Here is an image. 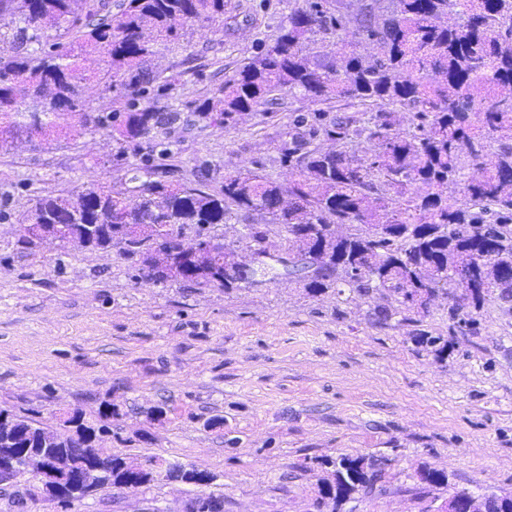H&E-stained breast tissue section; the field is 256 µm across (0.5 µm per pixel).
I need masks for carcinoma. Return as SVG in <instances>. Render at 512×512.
<instances>
[{
	"label": "carcinoma",
	"mask_w": 512,
	"mask_h": 512,
	"mask_svg": "<svg viewBox=\"0 0 512 512\" xmlns=\"http://www.w3.org/2000/svg\"><path fill=\"white\" fill-rule=\"evenodd\" d=\"M360 2L348 15L329 0H303L273 44L225 79L222 96L198 106L200 120L226 128L250 114H268L281 92L367 108L327 123L324 112L291 113L288 138L276 149L298 178L273 181L254 160L253 168L225 177L224 188L209 193L200 184L156 179L158 166L148 158L128 165L126 191L92 185L84 193L41 196L27 220L52 225L63 249L77 239L90 250L137 256L134 278L161 282L171 276L155 237H179L187 225L205 236L212 225L234 220L241 239L259 249V215L277 229L286 253L301 247L302 233H315L325 261L314 278L300 282L312 296L329 289L365 300L389 294L412 311L420 289L453 296L457 272L472 268L484 293L465 305L453 301L458 325H473L466 308L492 295L511 302L512 0H393L392 10L383 0ZM80 3L0 0V14L14 24L11 50L0 51L1 151L23 136L80 126L109 131L114 159L127 160L126 145L180 120L178 112L139 107L155 90L157 77L147 67L153 46L179 42L197 23L224 21L227 6V0H127L115 17L84 20ZM450 14L454 23L442 21ZM320 31L333 36V50L309 48ZM364 39L379 49L369 60L357 51ZM33 42L38 48L31 51ZM96 54L107 58L108 69L91 74L85 62ZM91 79L119 85L121 107L87 111L83 85ZM390 105L409 111L417 123L397 129ZM322 135L336 149L323 150L317 143ZM343 225L353 232L336 235ZM179 280L236 288L222 253L201 255ZM2 414L21 435L0 437V459L14 448H41L46 439L57 455L86 463L77 501L130 480L147 486L160 476L151 463L104 454L96 429L79 415L68 420L70 432L58 433L27 416ZM327 464L334 481L320 486L318 506L336 512L353 494L373 490L378 474L363 458L342 455ZM165 475L197 485L214 479L178 463L168 464Z\"/></svg>",
	"instance_id": "cac0c4a2"
}]
</instances>
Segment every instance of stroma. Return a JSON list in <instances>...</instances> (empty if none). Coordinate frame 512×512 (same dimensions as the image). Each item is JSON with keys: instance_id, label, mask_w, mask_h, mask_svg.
<instances>
[{"instance_id": "1", "label": "stroma", "mask_w": 512, "mask_h": 512, "mask_svg": "<svg viewBox=\"0 0 512 512\" xmlns=\"http://www.w3.org/2000/svg\"><path fill=\"white\" fill-rule=\"evenodd\" d=\"M223 28L196 25L177 44L155 45L151 65L166 84L142 105L178 112L164 180L224 178L259 160L280 182L293 178L274 148L292 112L335 105L282 96L274 117H245L231 129L193 122L198 105L271 45L295 0H230ZM102 130H72L0 151V409L63 431L80 414L99 428L108 454L155 458L213 475L210 485L160 479L111 488L65 505L43 500L21 478L23 504L0 495V512H187L215 495L224 512H318L331 459L384 463L373 495L340 512H440L451 489L512 491V303L488 298L474 330L436 299L427 312L301 285L200 288L132 279L116 252L49 244L37 256L16 241L35 199L90 185L122 189L125 167ZM429 334L444 354L417 344ZM115 416L103 417L105 405ZM446 472L448 486L417 479Z\"/></svg>"}]
</instances>
